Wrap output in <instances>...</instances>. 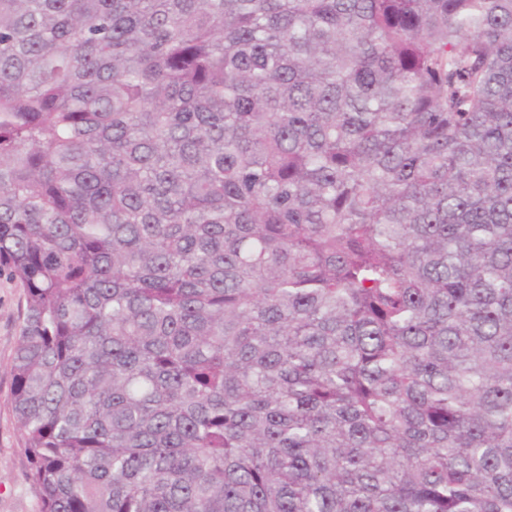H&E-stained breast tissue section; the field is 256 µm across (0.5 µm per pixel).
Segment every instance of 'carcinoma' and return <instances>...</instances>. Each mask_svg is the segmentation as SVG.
I'll use <instances>...</instances> for the list:
<instances>
[{
  "mask_svg": "<svg viewBox=\"0 0 512 512\" xmlns=\"http://www.w3.org/2000/svg\"><path fill=\"white\" fill-rule=\"evenodd\" d=\"M1 273L40 512H512V0H0Z\"/></svg>",
  "mask_w": 512,
  "mask_h": 512,
  "instance_id": "obj_1",
  "label": "carcinoma"
}]
</instances>
